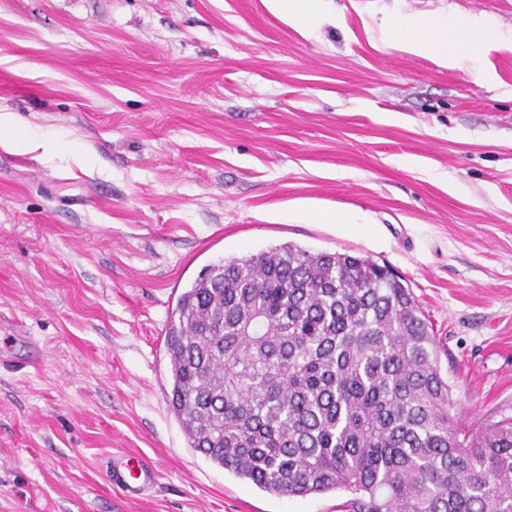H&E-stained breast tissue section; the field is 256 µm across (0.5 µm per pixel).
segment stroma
I'll return each instance as SVG.
<instances>
[{
  "label": "stroma",
  "mask_w": 512,
  "mask_h": 512,
  "mask_svg": "<svg viewBox=\"0 0 512 512\" xmlns=\"http://www.w3.org/2000/svg\"><path fill=\"white\" fill-rule=\"evenodd\" d=\"M0 0V512H347L190 448L169 312L200 270L284 243L388 264L447 350L454 416L512 410V0ZM479 19L462 68L384 47L395 12ZM357 215L368 231L322 224ZM157 471L136 500L111 457ZM327 0H266V6L275 15L282 17L304 30L313 31L326 12ZM27 124L13 112L0 114V145H15L18 141H25L28 148L34 151L39 148L37 140L28 137Z\"/></svg>",
  "instance_id": "35a3bbf8"
}]
</instances>
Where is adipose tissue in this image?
<instances>
[{
    "instance_id": "obj_1",
    "label": "adipose tissue",
    "mask_w": 512,
    "mask_h": 512,
    "mask_svg": "<svg viewBox=\"0 0 512 512\" xmlns=\"http://www.w3.org/2000/svg\"><path fill=\"white\" fill-rule=\"evenodd\" d=\"M266 5L273 14L307 31L316 29L326 12L325 0H266ZM496 41L491 25L448 17L404 15L393 18L385 29L388 46L451 69L483 54Z\"/></svg>"
}]
</instances>
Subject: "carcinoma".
<instances>
[{
    "mask_svg": "<svg viewBox=\"0 0 512 512\" xmlns=\"http://www.w3.org/2000/svg\"><path fill=\"white\" fill-rule=\"evenodd\" d=\"M190 447L281 496L349 512H512V414L462 427L409 286L291 243L209 264L165 332Z\"/></svg>",
    "mask_w": 512,
    "mask_h": 512,
    "instance_id": "cac0c4a2",
    "label": "carcinoma"
}]
</instances>
